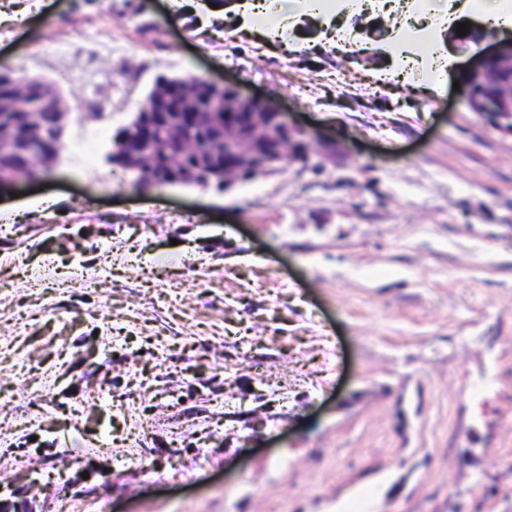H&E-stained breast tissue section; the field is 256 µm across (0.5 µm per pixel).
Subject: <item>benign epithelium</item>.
Masks as SVG:
<instances>
[{"label":"benign epithelium","mask_w":512,"mask_h":512,"mask_svg":"<svg viewBox=\"0 0 512 512\" xmlns=\"http://www.w3.org/2000/svg\"><path fill=\"white\" fill-rule=\"evenodd\" d=\"M448 38L463 52H472L465 74L463 102L472 112L512 119V38L483 47L480 27L462 36L448 31ZM0 77V178L17 171L28 181L49 172L61 162L65 132L73 120L63 95L47 81L36 84L14 81L8 72ZM492 84L490 98L472 92L477 85ZM179 118L164 126L165 140L173 149L172 164L179 170L178 186L215 183L229 191L268 170L267 157L276 154L290 162H307L315 155L336 161L342 148L332 140L313 138L289 122L286 113L269 101L246 96L238 85L202 77H157L129 125L135 138L113 137L110 155L128 162L124 169L136 174V186H167L154 174L156 158L144 148L157 135L158 123L167 113ZM215 130L224 142V163L213 166L202 152L195 133Z\"/></svg>","instance_id":"7a95c632"}]
</instances>
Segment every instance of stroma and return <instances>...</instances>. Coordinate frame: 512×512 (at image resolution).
I'll list each match as a JSON object with an SVG mask.
<instances>
[{"mask_svg": "<svg viewBox=\"0 0 512 512\" xmlns=\"http://www.w3.org/2000/svg\"><path fill=\"white\" fill-rule=\"evenodd\" d=\"M186 2L0 0V66L63 89L67 146L107 131L97 170L0 188V486L30 512H512V133L454 90L467 57L429 89L372 37ZM163 74L238 81L346 157L137 188L111 136Z\"/></svg>", "mask_w": 512, "mask_h": 512, "instance_id": "stroma-1", "label": "stroma"}]
</instances>
